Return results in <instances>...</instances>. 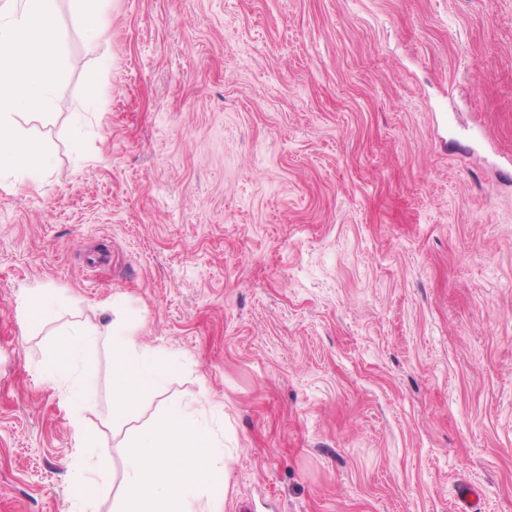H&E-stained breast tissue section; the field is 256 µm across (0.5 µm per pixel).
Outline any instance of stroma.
I'll return each instance as SVG.
<instances>
[{"label":"stroma","mask_w":512,"mask_h":512,"mask_svg":"<svg viewBox=\"0 0 512 512\" xmlns=\"http://www.w3.org/2000/svg\"><path fill=\"white\" fill-rule=\"evenodd\" d=\"M103 16L89 41L56 0L52 165L0 180V512H75L89 466L117 512L179 400L224 408L223 512H460L462 484L512 512V0ZM42 288L62 309L22 333ZM116 318L166 382L114 413L100 336L76 411L42 360Z\"/></svg>","instance_id":"35a3bbf8"}]
</instances>
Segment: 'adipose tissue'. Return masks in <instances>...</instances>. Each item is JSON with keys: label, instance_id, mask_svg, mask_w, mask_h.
I'll return each instance as SVG.
<instances>
[{"label": "adipose tissue", "instance_id": "obj_1", "mask_svg": "<svg viewBox=\"0 0 512 512\" xmlns=\"http://www.w3.org/2000/svg\"><path fill=\"white\" fill-rule=\"evenodd\" d=\"M53 0H13L0 9V174L21 170L30 181L46 173L50 160L20 131V119L45 121L54 90L67 77L58 60ZM116 355L112 404L127 413L145 389L161 388L168 356L144 348L135 328L112 326ZM213 451L200 463L196 450ZM224 461V441L212 428L203 402L177 403L141 426L127 449L126 487L119 512H222L211 480Z\"/></svg>", "mask_w": 512, "mask_h": 512}]
</instances>
